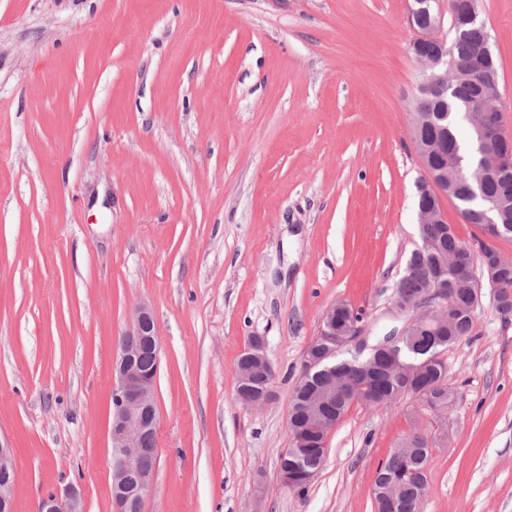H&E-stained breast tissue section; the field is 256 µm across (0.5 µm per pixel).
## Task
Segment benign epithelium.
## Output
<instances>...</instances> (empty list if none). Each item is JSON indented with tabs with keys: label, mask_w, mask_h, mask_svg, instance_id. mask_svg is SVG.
<instances>
[{
	"label": "benign epithelium",
	"mask_w": 512,
	"mask_h": 512,
	"mask_svg": "<svg viewBox=\"0 0 512 512\" xmlns=\"http://www.w3.org/2000/svg\"><path fill=\"white\" fill-rule=\"evenodd\" d=\"M408 20L416 36L411 43L414 50L428 41H438L443 25L441 10L434 8L433 0H412L409 4ZM491 53L490 38H485L477 47L475 58L462 61L444 51L433 57L416 55L424 65V83L433 87H451L460 79H470L478 73L477 59ZM484 92L477 104L467 110V117L474 126L480 161L464 173L460 158L453 148L441 141H429L421 137V130L433 123L434 112L425 97L418 101L413 113L411 138L419 163L425 173V181L419 186L421 194L436 201L430 207L418 210L419 242L414 251L426 252L432 239L424 233L426 224L448 223L442 197L450 199L457 195L454 182L467 180L471 185V197L481 198L476 210L462 212L465 221L472 220L481 225L482 234L492 240L500 234L502 211L505 202L496 201L483 193L485 181L512 168V148L495 146V133L502 132L503 116L499 105L498 83L491 77L484 78ZM512 266V255L500 251L485 256L474 254L469 247L461 248L448 258V267L456 276L459 286L469 289L471 308L481 302L482 282L490 284L503 267ZM332 305L326 311L322 328L323 348L316 354L306 353L302 363L300 379L312 377L326 361L336 357L352 345H360V329L356 324L344 328L336 326V311ZM391 310L403 319V326L393 337L373 348V351H389L399 354V344L406 336H422L434 333L452 320L455 308L448 299V285L429 282L414 295L395 292ZM159 349V337L148 305L134 308L129 329L120 341L119 352L113 366L112 422L110 439L112 444L111 496L118 512H141L144 495L151 486L154 470L140 465L148 452L145 435L157 432L158 413L155 397L156 375H148L139 368L138 361L148 349ZM246 364L270 368L272 364L266 354L264 339L255 336L243 351ZM16 470L13 449L0 442V512H14L13 489ZM37 512H83L79 491L68 486L63 492H51L38 503Z\"/></svg>",
	"instance_id": "obj_1"
}]
</instances>
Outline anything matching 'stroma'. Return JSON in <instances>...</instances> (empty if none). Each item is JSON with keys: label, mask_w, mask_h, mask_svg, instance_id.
I'll return each instance as SVG.
<instances>
[{"label": "stroma", "mask_w": 512, "mask_h": 512, "mask_svg": "<svg viewBox=\"0 0 512 512\" xmlns=\"http://www.w3.org/2000/svg\"><path fill=\"white\" fill-rule=\"evenodd\" d=\"M408 0H0V439L14 512L69 483L110 498L112 361L135 305L160 340L142 512H375L413 430L423 512H512V317L483 288L443 350L456 398L360 403L306 492L285 487L288 408L325 310L392 322L419 240L410 135L422 69ZM512 137V0H483ZM263 337L274 398L236 397ZM246 364L263 368H272V364L266 354L264 339L254 336L248 346L244 349L243 355Z\"/></svg>", "instance_id": "35a3bbf8"}]
</instances>
